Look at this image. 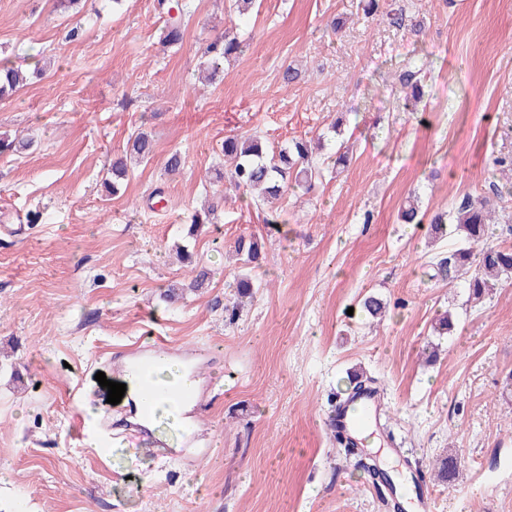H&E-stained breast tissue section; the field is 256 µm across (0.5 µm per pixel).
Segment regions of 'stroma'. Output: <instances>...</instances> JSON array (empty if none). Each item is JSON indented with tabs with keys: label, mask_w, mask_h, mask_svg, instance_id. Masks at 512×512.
<instances>
[{
	"label": "stroma",
	"mask_w": 512,
	"mask_h": 512,
	"mask_svg": "<svg viewBox=\"0 0 512 512\" xmlns=\"http://www.w3.org/2000/svg\"><path fill=\"white\" fill-rule=\"evenodd\" d=\"M260 2L242 18L228 0H189L180 40L164 45L154 0H0V62L42 71L0 99V136L31 143L0 154V512H387L324 424L356 372L390 417L367 453L405 451L395 480L423 474L437 512H512V279L470 302L463 279L431 269L458 237L432 243L398 219L413 195L436 212L512 186L493 163L512 157V0H380L403 6L416 33L364 16L360 0ZM228 27L243 50L202 81L206 44ZM408 57L426 66L414 112L396 92ZM290 65L302 77L287 85ZM141 130L153 155L110 193L107 170ZM232 134L273 150L319 137L324 159L341 139L355 147L315 192L276 203L270 235L269 209L215 180ZM174 152L185 165L171 176ZM206 203L210 224L188 236ZM249 234L266 259L254 301L228 323L241 271L229 248ZM195 264L208 287L163 299ZM367 293L386 305L380 325L359 307ZM446 311L457 330L426 362ZM151 339L175 356L210 351L192 443L171 424L140 437L95 379ZM438 458L457 476L435 480Z\"/></svg>",
	"instance_id": "stroma-1"
}]
</instances>
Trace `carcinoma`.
I'll return each instance as SVG.
<instances>
[{"mask_svg":"<svg viewBox=\"0 0 512 512\" xmlns=\"http://www.w3.org/2000/svg\"><path fill=\"white\" fill-rule=\"evenodd\" d=\"M157 8L166 15L163 40L171 43L179 39L185 25L184 5L178 0H157ZM241 42L229 34L213 38L206 53L214 60L227 59L240 51ZM420 70L414 62H408L399 72L398 83L404 93L405 102H420L423 86L418 77ZM28 80L20 68L7 64L0 66V98L19 90ZM153 153V144L143 132L128 138L125 158L112 163V176L126 173V158L147 161ZM224 190L248 194L258 192L256 203L270 204L290 187L309 192L323 177V169L312 160L310 141L295 138L288 147L270 152L255 135H233L224 139ZM400 220L405 224H421L425 214L421 213L418 197L408 198L401 209ZM499 223L496 207L490 198L463 196L460 202L446 215H435L429 220V234L442 239L450 234L461 239L466 247L448 258H442L434 266L433 277L448 279V266L466 269L471 260H476L474 271L467 279L469 298L480 302L504 279H512V248L490 241V225ZM234 251L245 266H258L262 259V245L255 236L241 235L234 241ZM195 275L185 288L168 289L167 297L174 298L185 290L197 291L206 287L209 272L204 268L194 269ZM254 283L251 278H240L234 297L224 304V317L235 320L253 297Z\"/></svg>","mask_w":512,"mask_h":512,"instance_id":"cac0c4a2","label":"carcinoma"}]
</instances>
